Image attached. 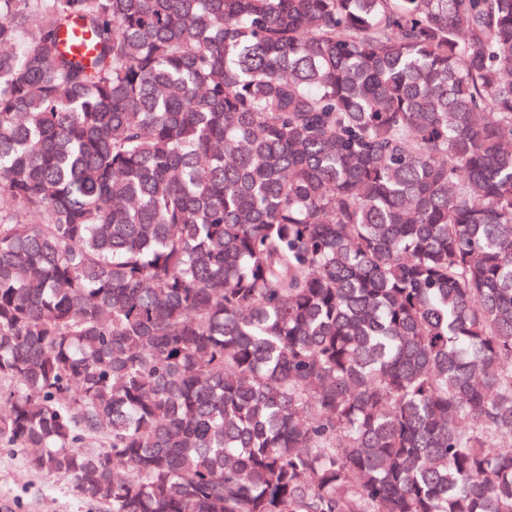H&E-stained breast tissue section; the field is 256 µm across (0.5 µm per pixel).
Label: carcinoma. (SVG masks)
Masks as SVG:
<instances>
[{
	"label": "carcinoma",
	"mask_w": 512,
	"mask_h": 512,
	"mask_svg": "<svg viewBox=\"0 0 512 512\" xmlns=\"http://www.w3.org/2000/svg\"><path fill=\"white\" fill-rule=\"evenodd\" d=\"M2 382L106 512H512V0H0Z\"/></svg>",
	"instance_id": "cac0c4a2"
}]
</instances>
